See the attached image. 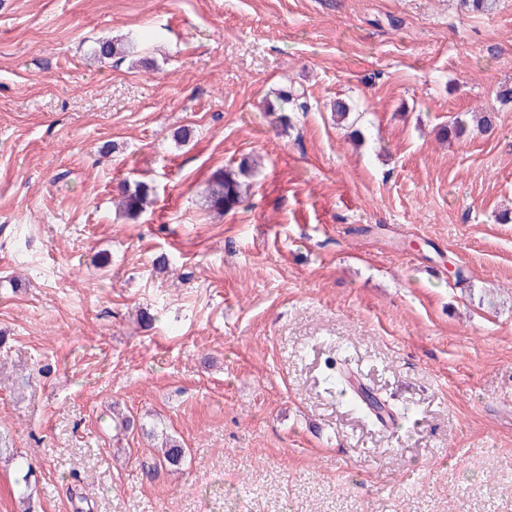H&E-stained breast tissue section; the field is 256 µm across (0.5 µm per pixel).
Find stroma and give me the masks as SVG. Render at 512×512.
<instances>
[{
	"mask_svg": "<svg viewBox=\"0 0 512 512\" xmlns=\"http://www.w3.org/2000/svg\"><path fill=\"white\" fill-rule=\"evenodd\" d=\"M510 87L512 0H0V512H512ZM244 184L232 173L217 172L213 175L208 202L216 210L231 211L242 202ZM115 191L121 196V205L127 215L136 217L147 204L153 189L145 182L124 181L117 186ZM327 390L336 394V398L345 400L354 406L356 410H362L365 404L366 408L371 412L375 413V407L378 402H373L372 405L367 404L363 400L360 401L351 391V383L348 380V374L330 373L327 377ZM161 439L159 459L155 461L154 468H157L158 464L160 468L168 467L174 471L180 470L186 457V448L182 447L176 437L164 435V432L161 433Z\"/></svg>",
	"mask_w": 512,
	"mask_h": 512,
	"instance_id": "35a3bbf8",
	"label": "stroma"
}]
</instances>
